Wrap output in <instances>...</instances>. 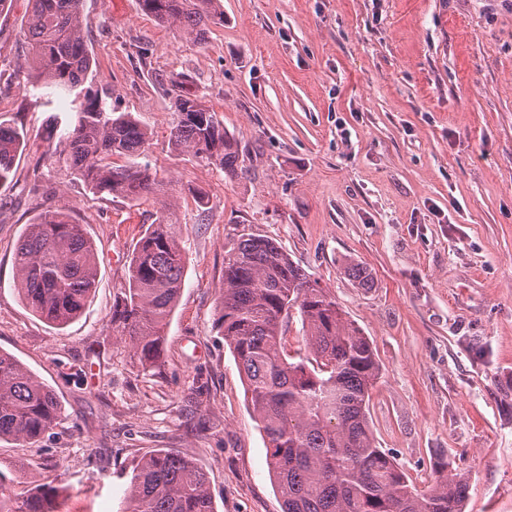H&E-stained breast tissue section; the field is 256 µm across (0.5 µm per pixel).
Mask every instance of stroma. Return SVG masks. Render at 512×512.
Here are the masks:
<instances>
[{
  "instance_id": "stroma-1",
  "label": "stroma",
  "mask_w": 512,
  "mask_h": 512,
  "mask_svg": "<svg viewBox=\"0 0 512 512\" xmlns=\"http://www.w3.org/2000/svg\"><path fill=\"white\" fill-rule=\"evenodd\" d=\"M206 41L158 25L138 0H84L91 86L150 133L165 193L93 195L49 150L66 98L7 81L28 67V0L0 14V122L27 134L0 186V351L62 404L32 448L0 442L21 498L42 475L63 512H122L132 468L155 449L206 471L216 512H281L237 361L219 335L224 255L272 239L335 296L374 346L368 417L380 448L427 489L447 451L465 512H512V10L499 0H222ZM216 111L241 177L175 152L170 77ZM210 199L199 211L194 191ZM62 210L94 241L98 284L54 329L16 291L26 224ZM171 211L188 257L158 367L130 358L112 304L140 238ZM369 272L359 286L350 265Z\"/></svg>"
}]
</instances>
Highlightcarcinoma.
<instances>
[{"mask_svg": "<svg viewBox=\"0 0 512 512\" xmlns=\"http://www.w3.org/2000/svg\"><path fill=\"white\" fill-rule=\"evenodd\" d=\"M23 30L31 72L25 80L70 95L74 118L56 153L71 174L99 195L128 201L159 192L162 182L134 162L147 131L128 112L82 86L93 56L83 34L82 0H29ZM154 21L175 24L194 43L224 21L220 0H138ZM174 151L242 173L237 142L216 112L179 80L170 81ZM24 131L0 122V185L26 150ZM114 156L132 160L116 165ZM97 249L69 214L48 211L26 225L15 249L17 291L24 305L56 329L74 322L94 295ZM186 256L178 224L160 216L129 260V276L112 305V327L143 368L160 362L169 317L180 297ZM296 311L303 351L291 355L284 325ZM246 381L247 398L265 442L270 479L282 512H464L469 484L448 456L433 462V482L417 490L378 447L368 405L380 375L373 343L349 321L331 290L310 278L272 240L242 235L224 258L216 320ZM54 391L14 356L0 351V441L34 447L58 424ZM64 489L37 480L14 500L0 487V512H60ZM125 512H214L207 474L173 450H154L133 467Z\"/></svg>", "mask_w": 512, "mask_h": 512, "instance_id": "1", "label": "carcinoma"}]
</instances>
